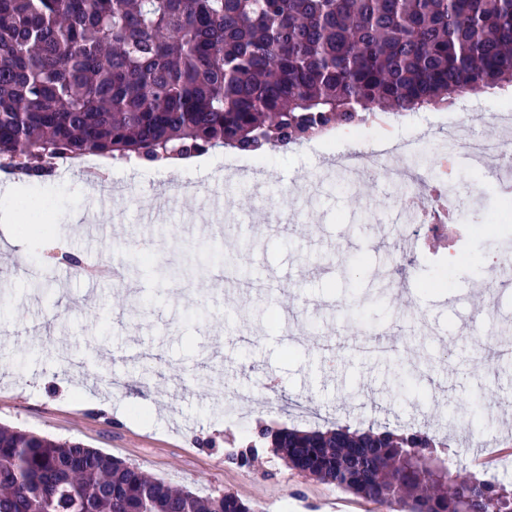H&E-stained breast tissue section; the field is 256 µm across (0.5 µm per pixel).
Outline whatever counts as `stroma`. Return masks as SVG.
Segmentation results:
<instances>
[{
  "mask_svg": "<svg viewBox=\"0 0 512 512\" xmlns=\"http://www.w3.org/2000/svg\"><path fill=\"white\" fill-rule=\"evenodd\" d=\"M380 118L382 140L425 137L412 167L434 175L444 156L436 127L461 115ZM373 145L339 128L329 148L270 153L259 162L267 174L259 193L249 169L227 177L232 153L221 148L172 169L115 161L104 193L70 172L39 186L0 180V320L17 330L0 357V426L81 443L201 496L233 492L257 512H322L328 498L342 512H385L269 450L254 469L229 460L262 422L301 430L423 422L447 442L440 458L469 467L471 441L512 440V358L495 355L512 345V291L491 288L505 233L487 226L501 208L498 176L457 160L447 178L473 197L460 219L481 230L460 261L450 237L415 258L386 232L397 185L379 174L354 185L330 164ZM216 190L235 220L212 214ZM289 197L304 198L303 222L291 220ZM44 211L50 234L11 247V233ZM213 240L224 244L220 274L188 277ZM138 250L172 281L146 271L118 289L60 261L66 251L88 267L125 269ZM34 273L42 290L29 281ZM241 274L263 283L260 299L235 288ZM269 383L276 394L248 416L228 413L225 396ZM295 401L313 419L285 410Z\"/></svg>",
  "mask_w": 512,
  "mask_h": 512,
  "instance_id": "1",
  "label": "stroma"
}]
</instances>
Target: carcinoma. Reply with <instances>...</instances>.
<instances>
[{"instance_id": "carcinoma-1", "label": "carcinoma", "mask_w": 512, "mask_h": 512, "mask_svg": "<svg viewBox=\"0 0 512 512\" xmlns=\"http://www.w3.org/2000/svg\"><path fill=\"white\" fill-rule=\"evenodd\" d=\"M512 85V0H0V172L56 158L150 167L224 146L286 151L369 111L447 109ZM426 431L261 426L288 467L403 512H512ZM0 512H255L121 458L0 427Z\"/></svg>"}]
</instances>
